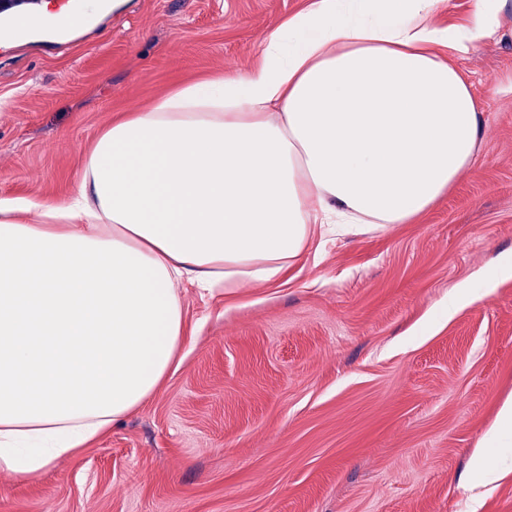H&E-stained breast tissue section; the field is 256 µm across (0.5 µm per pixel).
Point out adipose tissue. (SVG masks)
<instances>
[{"label":"adipose tissue","instance_id":"obj_1","mask_svg":"<svg viewBox=\"0 0 512 512\" xmlns=\"http://www.w3.org/2000/svg\"><path fill=\"white\" fill-rule=\"evenodd\" d=\"M313 0L260 66L176 86L85 155L61 204H0V473L42 477L151 398L184 342L182 283L282 281L314 235L409 224L475 163L452 58L512 0ZM475 4V0H440L434 8V20L442 26L468 24Z\"/></svg>","mask_w":512,"mask_h":512}]
</instances>
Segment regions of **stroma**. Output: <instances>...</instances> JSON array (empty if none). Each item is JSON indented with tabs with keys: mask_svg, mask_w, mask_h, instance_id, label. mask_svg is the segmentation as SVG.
Segmentation results:
<instances>
[{
	"mask_svg": "<svg viewBox=\"0 0 512 512\" xmlns=\"http://www.w3.org/2000/svg\"><path fill=\"white\" fill-rule=\"evenodd\" d=\"M312 0H102L61 53L0 47V201H65L98 133L179 84L244 74ZM485 123L474 168L416 223L312 244L287 281L185 288L158 391L0 512H512V39L457 57ZM484 296L446 319L454 286ZM481 453L501 478L473 499Z\"/></svg>",
	"mask_w": 512,
	"mask_h": 512,
	"instance_id": "obj_1",
	"label": "stroma"
}]
</instances>
